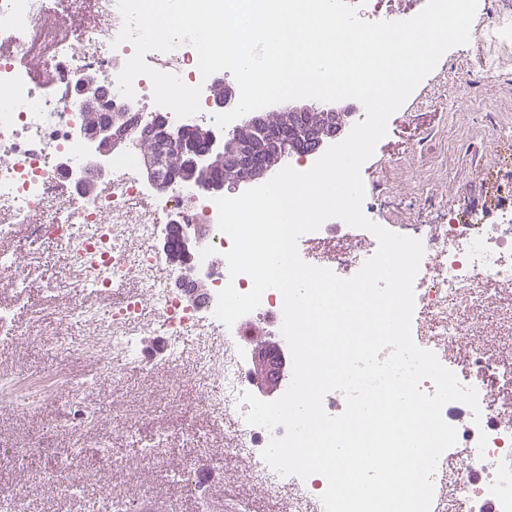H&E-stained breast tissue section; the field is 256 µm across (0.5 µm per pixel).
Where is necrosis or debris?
Returning a JSON list of instances; mask_svg holds the SVG:
<instances>
[{
	"label": "necrosis or debris",
	"mask_w": 512,
	"mask_h": 512,
	"mask_svg": "<svg viewBox=\"0 0 512 512\" xmlns=\"http://www.w3.org/2000/svg\"><path fill=\"white\" fill-rule=\"evenodd\" d=\"M122 23L117 0H0V239L10 237L16 225H30L35 237L67 241L75 271L73 287L98 293L128 287L125 300L106 311V334L96 345L103 368L113 377L121 375L113 356L137 351L143 337L160 333L173 340L197 337L208 352L197 360L194 384L203 397L229 413L233 426L227 449L250 461L241 479L283 496L288 512H324V476L282 475L261 456L272 438L284 436V427L270 430L245 420L249 406L244 396L251 390L249 371L258 328H267L277 338L286 365L283 381L292 379L293 360L281 336L279 291H266L260 306L233 326L214 315L217 295L227 283H234L242 293L252 288L248 275L230 277L226 262L213 256L232 245L231 238L216 229L214 200L200 202L189 214L190 221L212 227L215 244L214 250L195 258L198 269L212 274L207 295L196 305L164 286L167 271L150 246L160 223L179 211L187 188L141 180L138 156L132 151L113 156L110 175L92 194L81 192L72 178L83 163L82 148L72 136L83 112L74 91L78 77L98 73L109 86L112 103L125 101L117 76L134 46L115 44ZM479 32L489 47L486 66L494 70L511 66L512 11H498ZM145 60L156 70L178 74L188 85L202 81L198 55L191 46L168 53L152 51ZM133 88L139 124L159 114L173 126L213 120L207 110L180 118L162 109L153 100L147 76L136 77ZM140 202L145 203V211L133 214ZM77 224L86 226V234L74 235ZM133 227L141 237L137 245L129 240ZM419 239L424 254L413 284V339L443 363L449 346L467 341L465 384L476 389L480 407L476 414L460 402L443 409L445 421L457 430V442L440 456L432 475L430 512H455L460 502L467 512H512V401L492 405L486 398L491 385L512 392V365L479 339L486 304L512 290V179H504L495 211L477 209L463 217H448L431 225ZM315 243L330 248L323 265L342 278L353 276L378 249L373 234L337 218L298 241L302 248ZM149 311L154 314L150 320L145 317ZM216 337L223 342L218 351L210 348ZM86 452L79 441L71 448H21L11 461L26 472L28 491L66 499L82 482L72 459Z\"/></svg>",
	"instance_id": "1"
}]
</instances>
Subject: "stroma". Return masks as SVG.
<instances>
[{"label": "stroma", "mask_w": 512, "mask_h": 512, "mask_svg": "<svg viewBox=\"0 0 512 512\" xmlns=\"http://www.w3.org/2000/svg\"><path fill=\"white\" fill-rule=\"evenodd\" d=\"M487 51L474 37L448 50L390 116L388 135L361 171L368 188L386 189L375 199L384 223L405 233L411 225L431 223L438 214L463 215L496 206L500 174L512 170V69L482 73ZM0 250L16 265L24 264L29 252L39 256L19 290L0 287V302L13 309L14 333L12 340H0V386L55 383L49 400L34 397L21 407L0 404V455L48 439L64 446L76 433L91 448H129L134 424L170 436L160 456H131L117 470L97 472L87 458H77L74 465L85 475L79 497L60 500L34 492L25 500L24 512H90L108 483L141 498L155 512H203L207 506L219 512L226 501L242 505L245 512H281L271 489L238 478L247 460L224 454L227 427L191 384L195 337L181 339L187 355L175 360L165 335H155L152 344L142 345L125 363L122 377L112 378L99 369L94 353L103 329L80 313L111 305L126 296V289L109 296L75 291L67 244L48 237L33 240L27 225L0 243ZM64 310L74 311V319H61ZM69 374L83 383L82 396H75L65 383ZM174 386L181 389L176 406L168 402ZM146 391L153 395L147 402L141 398ZM77 397L95 411L91 424L68 425ZM200 462L221 474L202 500L181 489L184 468Z\"/></svg>", "instance_id": "obj_1"}]
</instances>
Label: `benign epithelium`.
<instances>
[{
	"label": "benign epithelium",
	"mask_w": 512,
	"mask_h": 512,
	"mask_svg": "<svg viewBox=\"0 0 512 512\" xmlns=\"http://www.w3.org/2000/svg\"><path fill=\"white\" fill-rule=\"evenodd\" d=\"M101 84L102 79L91 74L83 75L76 82V93L89 111L107 113L105 122L83 125L76 131L77 139L85 147L80 184L86 193L95 191L96 182L105 175L112 156L132 143L127 119L132 105L119 108L106 105ZM209 92L208 102L219 111H230L239 102L233 89L221 80L214 82ZM342 130V110L314 105L289 107L275 116L261 112L233 125L225 136L201 125L193 127L190 134L188 129L159 118L149 133L155 152L141 154V161L147 182H158L165 174L158 154L179 147L173 181L195 189L186 198L190 207L201 195L219 193L227 185L263 180L268 172L286 161L290 146L304 156L318 153ZM221 170L229 177L216 178V172ZM161 244L169 264L183 273L176 281L181 293L191 300L197 294H207L209 274L192 266L195 254L207 248V225L185 224L172 218L162 225Z\"/></svg>",
	"instance_id": "obj_1"
}]
</instances>
